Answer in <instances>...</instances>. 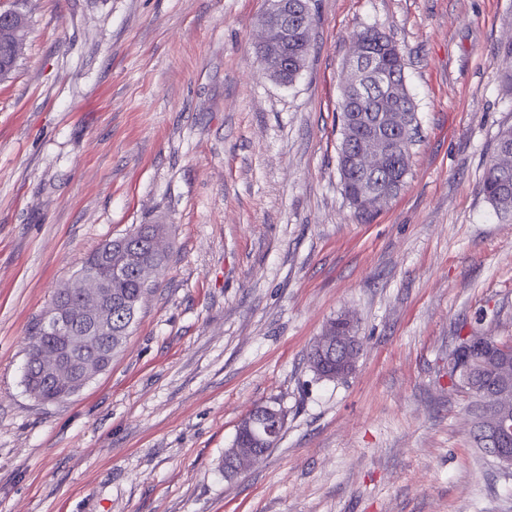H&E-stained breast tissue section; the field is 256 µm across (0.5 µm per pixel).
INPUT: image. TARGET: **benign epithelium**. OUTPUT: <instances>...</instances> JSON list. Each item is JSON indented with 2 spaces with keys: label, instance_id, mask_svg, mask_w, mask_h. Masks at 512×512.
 <instances>
[{
  "label": "benign epithelium",
  "instance_id": "7a95c632",
  "mask_svg": "<svg viewBox=\"0 0 512 512\" xmlns=\"http://www.w3.org/2000/svg\"><path fill=\"white\" fill-rule=\"evenodd\" d=\"M262 17L264 38L258 52L266 73L278 79L288 70V0H270ZM372 67L368 49L361 42L354 43V50L344 67L343 87L357 88L365 73ZM378 127L373 136L362 141L358 147L347 150V166L367 178L386 168L391 159L402 152L397 133L404 124L403 115L389 110L379 113ZM110 290L100 280H91V285L74 295L65 287L57 290L55 303L46 311L45 323L55 333L65 337L62 346H42L34 351L33 360L42 376L68 385L71 393H78L91 379L104 371L103 362L97 355L86 353L92 343L102 349H112L120 344L122 337L112 327V303ZM359 336L332 335L325 331L312 347L313 360L318 361L332 354L340 357H355L360 354ZM487 352L495 356L499 364L501 389L497 403L491 408L481 407L473 417L474 430L482 443L495 445L492 453L496 461L506 469H512V345L481 329L472 328L463 336L456 351L448 356V373L456 386L467 391L468 386L459 377L461 360L471 358L476 352ZM230 461L228 474H239L257 462L261 455L258 448L235 450L227 453Z\"/></svg>",
  "mask_w": 512,
  "mask_h": 512
}]
</instances>
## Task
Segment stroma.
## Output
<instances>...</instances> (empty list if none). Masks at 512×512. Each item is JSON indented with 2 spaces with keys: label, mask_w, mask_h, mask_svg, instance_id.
<instances>
[{
  "label": "stroma",
  "mask_w": 512,
  "mask_h": 512,
  "mask_svg": "<svg viewBox=\"0 0 512 512\" xmlns=\"http://www.w3.org/2000/svg\"><path fill=\"white\" fill-rule=\"evenodd\" d=\"M267 0H0L28 17L0 81V512H512V473L448 379L458 336L512 338V220L480 192L512 125V0H315L306 68L257 61ZM390 35L419 135L358 218L337 170L354 31ZM169 260L111 366L44 404L23 383L55 292L105 240ZM353 316L348 377L308 352ZM280 442L224 450L253 408ZM226 455L229 457L231 465L228 471L230 476L239 474L241 471L245 470L247 467L254 464L261 458V455L258 452V448L255 446L253 448L242 451L236 449L234 452H227L226 449L224 453V459Z\"/></svg>",
  "instance_id": "35a3bbf8"
}]
</instances>
